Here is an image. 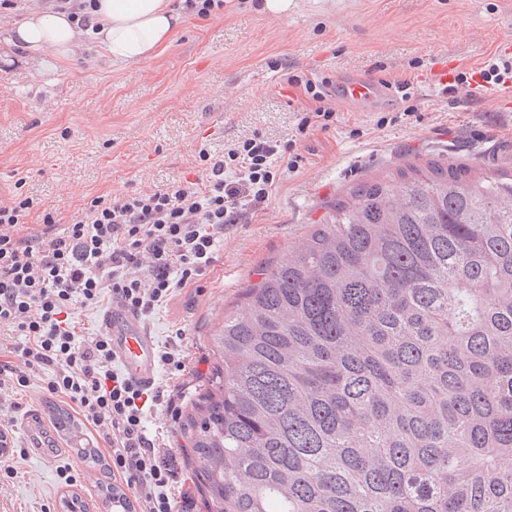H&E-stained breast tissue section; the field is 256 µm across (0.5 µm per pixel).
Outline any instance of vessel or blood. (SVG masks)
<instances>
[{"instance_id": "obj_1", "label": "vessel or blood", "mask_w": 512, "mask_h": 512, "mask_svg": "<svg viewBox=\"0 0 512 512\" xmlns=\"http://www.w3.org/2000/svg\"><path fill=\"white\" fill-rule=\"evenodd\" d=\"M393 93V86L386 80L363 72L344 73L336 82L337 98L356 108L381 103ZM102 322L112 351L125 375L140 385L154 386L158 377L156 346L150 331L140 318L123 306L115 304L104 314ZM23 427L30 446L44 460L54 461L55 449L45 445L46 440L54 435L49 424L39 416L30 415L25 417Z\"/></svg>"}]
</instances>
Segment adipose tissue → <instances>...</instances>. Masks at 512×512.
<instances>
[{"label": "adipose tissue", "mask_w": 512, "mask_h": 512, "mask_svg": "<svg viewBox=\"0 0 512 512\" xmlns=\"http://www.w3.org/2000/svg\"><path fill=\"white\" fill-rule=\"evenodd\" d=\"M92 35L112 61L133 64L168 45L183 22V7L172 0H95ZM78 26L67 12L30 13L13 31V42L37 54L46 49L67 56Z\"/></svg>", "instance_id": "1"}]
</instances>
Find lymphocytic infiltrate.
<instances>
[{
  "label": "lymphocytic infiltrate",
  "mask_w": 512,
  "mask_h": 512,
  "mask_svg": "<svg viewBox=\"0 0 512 512\" xmlns=\"http://www.w3.org/2000/svg\"><path fill=\"white\" fill-rule=\"evenodd\" d=\"M200 158L195 180L95 197L64 224L53 210L26 223L32 197L0 202V327L17 337L0 360V399L26 387L31 371H46L44 393L94 430L113 479L136 490L141 512H174L166 439L145 427L165 395L112 370L109 338L83 339L77 316L115 302L145 316L166 304L208 270L225 229L260 207L298 156L291 143L255 134Z\"/></svg>",
  "instance_id": "1"
}]
</instances>
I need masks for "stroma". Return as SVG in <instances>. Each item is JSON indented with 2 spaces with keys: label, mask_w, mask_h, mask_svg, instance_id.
<instances>
[{
  "label": "stroma",
  "mask_w": 512,
  "mask_h": 512,
  "mask_svg": "<svg viewBox=\"0 0 512 512\" xmlns=\"http://www.w3.org/2000/svg\"><path fill=\"white\" fill-rule=\"evenodd\" d=\"M48 5L17 0L0 10V201L33 197L26 223H40L48 208L66 220L103 194L194 178L200 150L219 155L254 133L296 141L295 169L225 233L211 271L143 319L158 349L176 348L182 358L181 368L160 366L157 380L170 386L179 417L161 407L146 427L170 434L178 512H206L179 418L209 380L197 369L214 362L212 331L258 270L298 246L356 183L430 159L469 162L483 173L512 168V104L474 99L464 79L512 38V0H294L277 18L258 12L254 0H224L209 17L186 14L161 54L135 64L112 61L85 34L65 58L49 50L30 56L6 42L32 8ZM444 53L462 63L461 80L446 93L430 79L433 57ZM347 71L407 89L391 105H337L329 129L299 134L313 101L284 74L319 81ZM14 438L22 455L15 474L0 476V512H60L72 493L89 512H108L98 469L69 448L46 462L22 426ZM64 469L71 483L61 479Z\"/></svg>",
  "instance_id": "stroma-1"
}]
</instances>
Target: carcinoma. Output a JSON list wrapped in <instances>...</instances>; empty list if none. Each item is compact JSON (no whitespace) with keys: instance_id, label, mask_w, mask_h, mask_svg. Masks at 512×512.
<instances>
[{"instance_id":"carcinoma-1","label":"carcinoma","mask_w":512,"mask_h":512,"mask_svg":"<svg viewBox=\"0 0 512 512\" xmlns=\"http://www.w3.org/2000/svg\"><path fill=\"white\" fill-rule=\"evenodd\" d=\"M473 171L356 184L224 316L182 423L207 512H512V170Z\"/></svg>"}]
</instances>
